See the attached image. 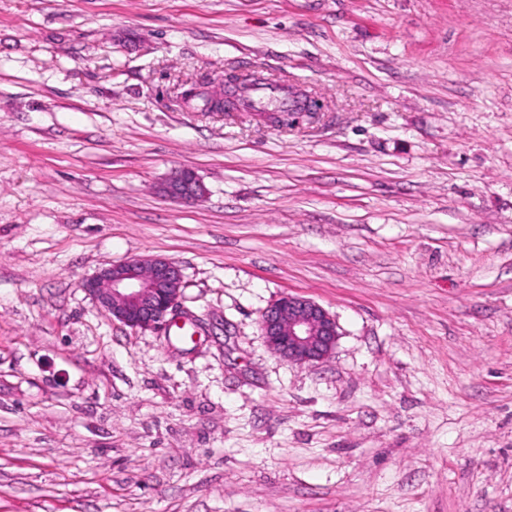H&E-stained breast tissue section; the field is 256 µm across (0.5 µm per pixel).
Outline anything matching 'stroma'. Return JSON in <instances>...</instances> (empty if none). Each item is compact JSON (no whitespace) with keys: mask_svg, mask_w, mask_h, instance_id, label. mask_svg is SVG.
Wrapping results in <instances>:
<instances>
[{"mask_svg":"<svg viewBox=\"0 0 512 512\" xmlns=\"http://www.w3.org/2000/svg\"><path fill=\"white\" fill-rule=\"evenodd\" d=\"M155 256L193 340L80 286ZM0 512H512V0H0ZM160 192L170 198L189 201L199 197L203 193V187L192 169L183 168L160 186ZM260 329L274 353L298 365L326 359L339 336L335 317L324 307L290 294L276 300L262 313Z\"/></svg>","mask_w":512,"mask_h":512,"instance_id":"35a3bbf8","label":"stroma"}]
</instances>
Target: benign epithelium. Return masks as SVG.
<instances>
[{
	"mask_svg": "<svg viewBox=\"0 0 512 512\" xmlns=\"http://www.w3.org/2000/svg\"><path fill=\"white\" fill-rule=\"evenodd\" d=\"M160 192L189 201L199 197L203 187L193 170L183 168L160 186ZM182 284V270L175 262L153 257L103 267L84 278L81 288L112 320L134 330H165L189 321L179 302ZM260 329L274 353L298 365L326 359L339 336L335 317L324 307L290 294L262 313Z\"/></svg>",
	"mask_w": 512,
	"mask_h": 512,
	"instance_id": "1",
	"label": "benign epithelium"
}]
</instances>
